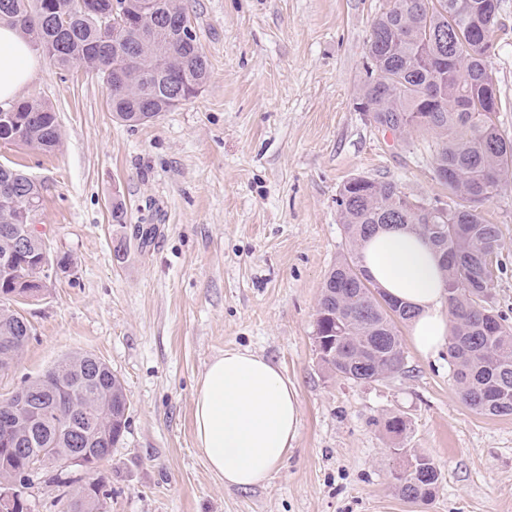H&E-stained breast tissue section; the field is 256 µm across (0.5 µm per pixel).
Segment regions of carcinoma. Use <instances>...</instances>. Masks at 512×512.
<instances>
[{
  "mask_svg": "<svg viewBox=\"0 0 512 512\" xmlns=\"http://www.w3.org/2000/svg\"><path fill=\"white\" fill-rule=\"evenodd\" d=\"M127 22L136 38V54L156 62V74L122 88L112 85V31L104 25L108 10ZM498 0H386L367 42L366 79L359 101L370 121L405 138L415 130L435 134L434 174L454 205L429 219L409 203L396 183L361 178L347 180L337 205L351 256L327 275L314 320V344L320 362L334 376L356 383L390 379L405 368L397 324L410 311L386 299L362 266L361 242L391 224L410 226L443 256L452 326L448 357L453 381L467 405L491 416L512 415V325L489 302L493 263L500 249L498 225L478 212L512 174V140L496 123L500 98L488 58L498 25ZM0 22L17 27L49 62L65 71L100 75L110 87L109 108L117 120L138 126L157 118L198 93L209 77L206 55L182 0H156L152 13L132 0H0ZM0 118V144L51 153L61 132L54 110L32 98L10 105ZM42 193L30 175L15 165L0 168V241L26 233L19 209H41ZM15 277L0 281V375L8 373L31 335L29 322L11 309L14 297L38 288L36 254L11 256ZM76 386L74 400L49 408L42 424L34 409L48 404L59 384ZM102 414L95 442L70 429L77 410ZM127 398L111 368L89 353L61 358L42 376L26 380L0 397V416L19 425L21 440L12 452L0 447V478L25 497L33 478L66 456L85 449L93 465L107 460L127 428ZM408 421L401 414L385 418L387 433L399 437ZM25 448L48 463L28 471ZM406 474L395 477L399 494L427 502L439 490L441 472L425 455H411ZM73 512H104V480L88 484L70 470L53 476Z\"/></svg>",
  "mask_w": 512,
  "mask_h": 512,
  "instance_id": "1",
  "label": "carcinoma"
}]
</instances>
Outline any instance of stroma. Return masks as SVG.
<instances>
[{"label":"stroma","mask_w":512,"mask_h":512,"mask_svg":"<svg viewBox=\"0 0 512 512\" xmlns=\"http://www.w3.org/2000/svg\"><path fill=\"white\" fill-rule=\"evenodd\" d=\"M385 3L185 0L210 77L138 127L113 118L96 75L47 64L25 88L56 111L60 147L46 156L0 145V162L45 183L37 229L72 265L16 303L34 336L0 394L74 352L111 367L129 427L99 466L112 478L107 512H512V415L466 405L447 351L425 359L405 344L403 373L359 384L330 375L313 343L323 282L350 250L341 185L364 176L448 201L434 135L400 140L357 107ZM492 40L499 126L512 137V0H500ZM480 211L500 229L493 306L512 321V178ZM229 349L273 361L299 393L298 438L260 487L225 486L194 448L197 384ZM394 412L406 435L385 431ZM410 453L442 473L425 504L392 481Z\"/></svg>","instance_id":"1"}]
</instances>
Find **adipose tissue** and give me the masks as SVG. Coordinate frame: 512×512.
Instances as JSON below:
<instances>
[{"instance_id": "adipose-tissue-1", "label": "adipose tissue", "mask_w": 512, "mask_h": 512, "mask_svg": "<svg viewBox=\"0 0 512 512\" xmlns=\"http://www.w3.org/2000/svg\"><path fill=\"white\" fill-rule=\"evenodd\" d=\"M41 68L39 54L9 25H0V102L18 97ZM363 266L388 298L413 312L410 338L424 357L446 344L450 317L441 261L409 229L382 230L363 241ZM298 391L258 354L228 350L206 367L193 401L195 448L225 485L266 484L299 434Z\"/></svg>"}]
</instances>
